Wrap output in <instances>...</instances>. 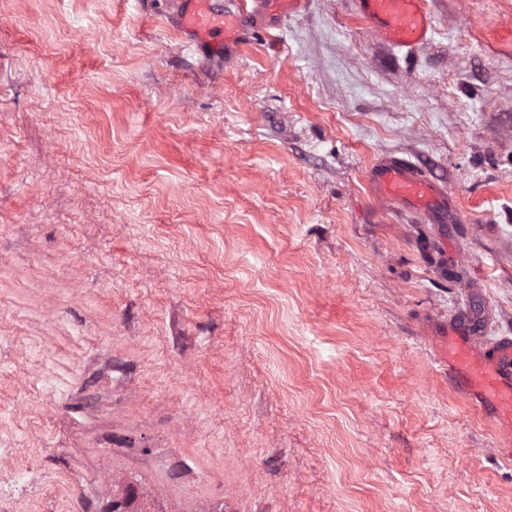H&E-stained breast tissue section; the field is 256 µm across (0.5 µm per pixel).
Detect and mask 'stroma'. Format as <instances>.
<instances>
[{"instance_id":"35a3bbf8","label":"stroma","mask_w":512,"mask_h":512,"mask_svg":"<svg viewBox=\"0 0 512 512\" xmlns=\"http://www.w3.org/2000/svg\"><path fill=\"white\" fill-rule=\"evenodd\" d=\"M427 6L407 56L269 0L205 60L176 0H0V512H512L437 365L512 336V0ZM371 179L381 196L413 209L421 208L430 199L443 194L415 166L402 159L377 164L371 170Z\"/></svg>"}]
</instances>
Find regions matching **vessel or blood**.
<instances>
[{
    "instance_id": "vessel-or-blood-1",
    "label": "vessel or blood",
    "mask_w": 512,
    "mask_h": 512,
    "mask_svg": "<svg viewBox=\"0 0 512 512\" xmlns=\"http://www.w3.org/2000/svg\"><path fill=\"white\" fill-rule=\"evenodd\" d=\"M426 0H356L358 14L378 40L403 51L433 34ZM180 22L197 44L223 36L233 43L241 15L222 12L216 0H189L180 11ZM371 179L377 192L413 209L437 198L441 190L415 166L401 159L374 166ZM439 361L448 371V383L465 400L480 408L499 432L512 433V336L482 343L461 324L448 328Z\"/></svg>"
}]
</instances>
